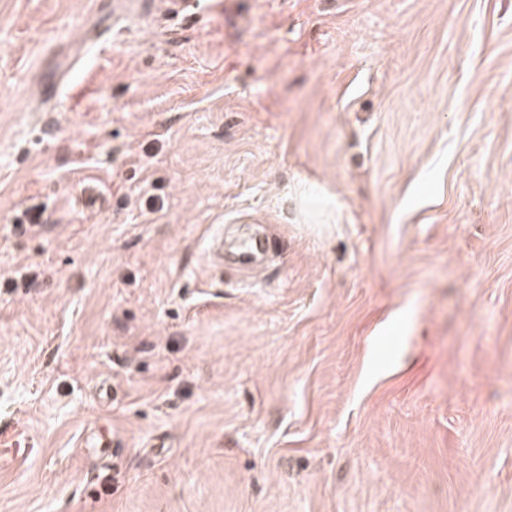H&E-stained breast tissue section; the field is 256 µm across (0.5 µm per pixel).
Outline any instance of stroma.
I'll list each match as a JSON object with an SVG mask.
<instances>
[{
    "label": "stroma",
    "instance_id": "1",
    "mask_svg": "<svg viewBox=\"0 0 512 512\" xmlns=\"http://www.w3.org/2000/svg\"><path fill=\"white\" fill-rule=\"evenodd\" d=\"M0 512H512V0H0ZM268 241L260 237H250L233 244L224 250V229L219 226L206 243V251L212 260L224 267V259L230 254L238 263L239 269L258 271L262 268L268 252Z\"/></svg>",
    "mask_w": 512,
    "mask_h": 512
}]
</instances>
